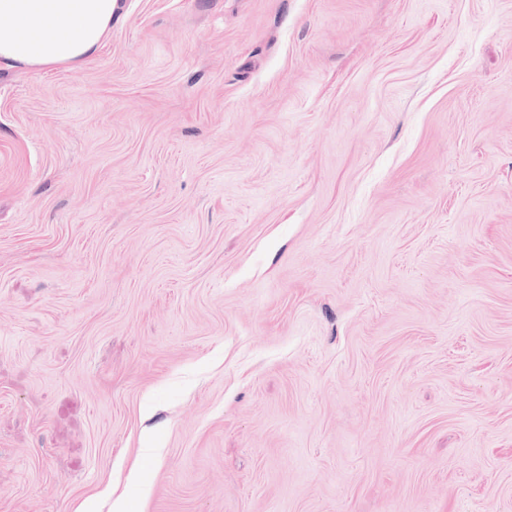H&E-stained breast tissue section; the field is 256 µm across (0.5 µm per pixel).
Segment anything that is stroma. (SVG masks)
<instances>
[{"label": "stroma", "instance_id": "35a3bbf8", "mask_svg": "<svg viewBox=\"0 0 512 512\" xmlns=\"http://www.w3.org/2000/svg\"><path fill=\"white\" fill-rule=\"evenodd\" d=\"M512 512V0H122L0 63V512Z\"/></svg>", "mask_w": 512, "mask_h": 512}]
</instances>
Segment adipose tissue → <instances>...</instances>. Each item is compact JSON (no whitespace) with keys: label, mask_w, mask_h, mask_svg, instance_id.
Masks as SVG:
<instances>
[{"label":"adipose tissue","mask_w":512,"mask_h":512,"mask_svg":"<svg viewBox=\"0 0 512 512\" xmlns=\"http://www.w3.org/2000/svg\"><path fill=\"white\" fill-rule=\"evenodd\" d=\"M120 0H0V62L75 69L94 56Z\"/></svg>","instance_id":"adipose-tissue-1"}]
</instances>
